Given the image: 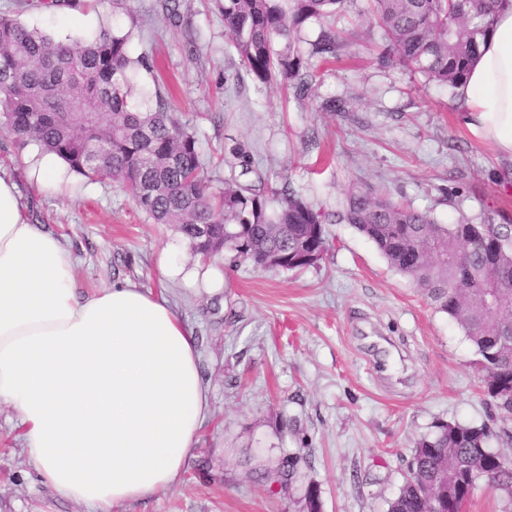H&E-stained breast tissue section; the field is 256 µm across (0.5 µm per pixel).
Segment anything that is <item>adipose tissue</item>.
Returning a JSON list of instances; mask_svg holds the SVG:
<instances>
[{"label": "adipose tissue", "mask_w": 512, "mask_h": 512, "mask_svg": "<svg viewBox=\"0 0 512 512\" xmlns=\"http://www.w3.org/2000/svg\"><path fill=\"white\" fill-rule=\"evenodd\" d=\"M457 89L467 127L512 157V0ZM49 192L71 182L52 152L26 156ZM165 280L219 291L218 268L161 256ZM196 339L161 293L126 282L78 297L62 242L27 220L15 183L0 176V406L16 411L22 451L55 493L112 512L181 477L209 413Z\"/></svg>", "instance_id": "1"}]
</instances>
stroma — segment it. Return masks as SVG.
<instances>
[{"mask_svg": "<svg viewBox=\"0 0 512 512\" xmlns=\"http://www.w3.org/2000/svg\"><path fill=\"white\" fill-rule=\"evenodd\" d=\"M0 13L59 40L100 26L131 34L132 55L149 54L134 107L170 90L169 108L199 139L213 191L227 179L263 189L290 185L315 208L341 209L353 189H387L443 224L512 226V158L466 127L455 89L384 65V30L367 0L336 16V58L311 55L320 27L302 31L316 73L298 97L255 81L224 32L215 0H178L170 20L160 0H0ZM344 104L329 112L330 100ZM249 168L229 167L233 148ZM20 144L0 124V172L15 183L30 223L55 235L75 262L79 294L131 281L174 302L193 329L211 415L180 480L112 512H387L416 443L438 426L490 430L487 445L512 457V441L485 395V372L462 329L436 311L375 244L346 223L325 224L329 250L315 265L265 269L220 258L224 288L161 281L157 259L193 260L176 225L157 224L120 183L74 176L50 194L32 181ZM17 416L0 407V512H89L44 486L23 452ZM300 459L281 487L256 476L261 461Z\"/></svg>", "mask_w": 512, "mask_h": 512, "instance_id": "stroma-1", "label": "stroma"}]
</instances>
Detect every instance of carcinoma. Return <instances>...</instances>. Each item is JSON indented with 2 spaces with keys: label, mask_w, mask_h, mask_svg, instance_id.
Wrapping results in <instances>:
<instances>
[{
  "label": "carcinoma",
  "mask_w": 512,
  "mask_h": 512,
  "mask_svg": "<svg viewBox=\"0 0 512 512\" xmlns=\"http://www.w3.org/2000/svg\"><path fill=\"white\" fill-rule=\"evenodd\" d=\"M220 0L224 31L246 73L304 95L315 74L300 52L304 25L336 15L344 0ZM384 29V57L429 83L460 85L491 29L496 0H370ZM131 33L102 27L91 41L56 40L0 15V123L21 144L33 141L62 157L92 181L121 182L156 224H174L204 257L262 266L280 256L279 268L313 265L327 250L324 224L352 225L371 240L388 265L407 277L427 302L445 313L475 346L487 372L486 396L503 418L512 414V237L496 224H441L428 211L393 201L380 189L350 193L341 210L315 209L285 184L280 204L250 186L226 184L216 196L195 135L169 112L161 92L154 106H130L135 74L154 68L146 54L132 57ZM334 27L326 25L312 52L334 57ZM468 266L467 290L448 282ZM487 429L443 424L414 449L410 474L388 512H457L470 488L486 476L512 494V458L486 445ZM297 465L282 459L260 468L270 483L283 482Z\"/></svg>",
  "instance_id": "1"
}]
</instances>
